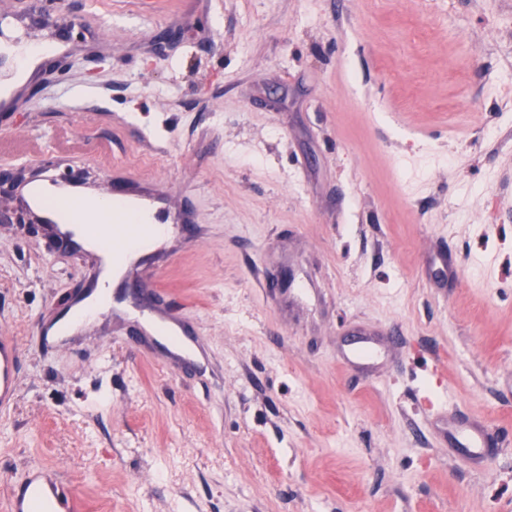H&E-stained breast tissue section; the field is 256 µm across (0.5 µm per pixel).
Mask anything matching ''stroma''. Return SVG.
<instances>
[{
    "label": "stroma",
    "mask_w": 512,
    "mask_h": 512,
    "mask_svg": "<svg viewBox=\"0 0 512 512\" xmlns=\"http://www.w3.org/2000/svg\"><path fill=\"white\" fill-rule=\"evenodd\" d=\"M37 2L69 50L0 137L193 208L154 274L203 358L107 307L47 346L93 263L0 224V512L33 466L85 512H512V0ZM18 345L13 336H0V410L10 409L16 402Z\"/></svg>",
    "instance_id": "1"
}]
</instances>
